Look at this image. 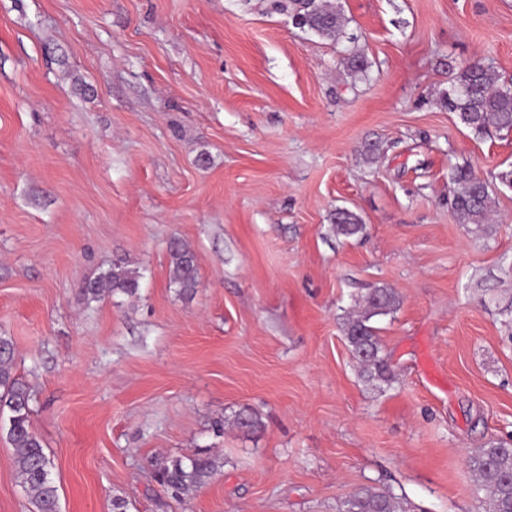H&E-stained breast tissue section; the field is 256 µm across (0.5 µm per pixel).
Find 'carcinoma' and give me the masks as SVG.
I'll use <instances>...</instances> for the list:
<instances>
[{
    "label": "carcinoma",
    "instance_id": "obj_1",
    "mask_svg": "<svg viewBox=\"0 0 512 512\" xmlns=\"http://www.w3.org/2000/svg\"><path fill=\"white\" fill-rule=\"evenodd\" d=\"M272 8L288 13L294 24L323 37L344 36L348 20L331 0H272ZM459 123L477 137L512 133V82L503 81L480 61L464 68L451 83L443 99ZM453 191L448 203L463 224H474L487 234L492 231L495 197L494 182L512 188V167L492 178L477 180L467 166H456L448 173ZM333 231L344 238L358 237L365 224L353 211L336 209ZM172 258L171 282L178 293L193 297L199 286L196 254L183 242L169 245ZM142 275L122 263L82 288L89 300L105 295L134 297L141 288ZM399 304L396 293L385 287L373 289L364 299L361 310L349 314L343 332L361 376L372 386L385 392L396 382L394 371L383 354L377 328L372 318L388 315ZM32 393L15 371V351L11 339L0 336V416L7 417V437L15 449V467L19 483L36 512H60L59 492L53 464L45 452L43 441L33 430ZM232 423L238 429L253 432L260 422L256 415L243 410ZM473 470L479 476L478 491L484 495L485 512H512V447L496 442L480 449L472 458ZM223 467L218 455L157 458L153 461L154 479L176 499L206 485ZM337 512H407L403 499L388 490L361 488L338 506Z\"/></svg>",
    "mask_w": 512,
    "mask_h": 512
}]
</instances>
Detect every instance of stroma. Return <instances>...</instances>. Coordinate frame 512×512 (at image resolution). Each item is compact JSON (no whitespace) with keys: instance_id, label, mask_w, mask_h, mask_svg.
I'll return each mask as SVG.
<instances>
[{"instance_id":"1","label":"stroma","mask_w":512,"mask_h":512,"mask_svg":"<svg viewBox=\"0 0 512 512\" xmlns=\"http://www.w3.org/2000/svg\"><path fill=\"white\" fill-rule=\"evenodd\" d=\"M335 4L337 41L270 0H0V336L61 512H336L363 487L483 512L471 458L512 444V188L480 235L448 168L511 167L512 135L474 136L442 98L476 59L512 80V0ZM343 207L364 236L333 232ZM116 262L137 297L87 300ZM376 287L399 298L372 320L383 393L343 334ZM243 409L257 431L213 434ZM213 452L183 500L153 479ZM0 512H33L1 428ZM169 251L172 258V284L180 295L193 297L199 286L196 254L179 240L170 243Z\"/></svg>"}]
</instances>
